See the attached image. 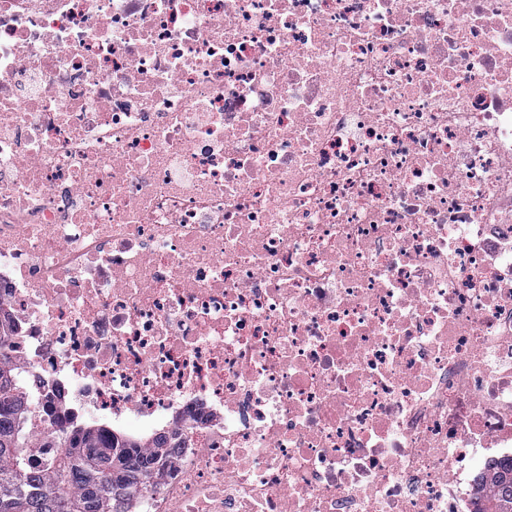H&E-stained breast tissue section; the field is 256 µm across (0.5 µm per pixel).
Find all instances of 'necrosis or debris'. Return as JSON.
<instances>
[{
	"label": "necrosis or debris",
	"mask_w": 512,
	"mask_h": 512,
	"mask_svg": "<svg viewBox=\"0 0 512 512\" xmlns=\"http://www.w3.org/2000/svg\"><path fill=\"white\" fill-rule=\"evenodd\" d=\"M0 310L36 437L184 434L128 512H473L512 0H0Z\"/></svg>",
	"instance_id": "necrosis-or-debris-1"
}]
</instances>
